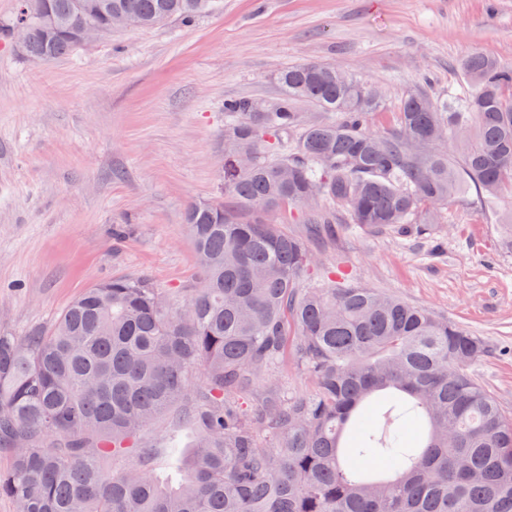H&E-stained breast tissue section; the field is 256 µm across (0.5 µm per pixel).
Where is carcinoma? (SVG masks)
<instances>
[{
    "label": "carcinoma",
    "instance_id": "carcinoma-1",
    "mask_svg": "<svg viewBox=\"0 0 512 512\" xmlns=\"http://www.w3.org/2000/svg\"><path fill=\"white\" fill-rule=\"evenodd\" d=\"M44 2L66 25L31 27L24 55L48 62L78 48L83 18L73 0ZM97 2L101 25L121 11L141 29L217 7ZM459 66L460 90L411 92L385 135L367 127L380 95L318 62L280 72L269 112L224 101V198L183 214L198 258L189 297L114 278L47 327L0 331V497L15 512H512V421L471 373L488 342L373 288L304 287L313 249L266 216L311 198L323 230L343 210L359 227L423 232L471 190L485 208L512 194V65L471 53ZM299 99L336 119L302 123ZM290 353L308 397L260 387ZM175 411L196 437L163 482L140 437Z\"/></svg>",
    "mask_w": 512,
    "mask_h": 512
}]
</instances>
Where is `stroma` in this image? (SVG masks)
Wrapping results in <instances>:
<instances>
[{"label":"stroma","instance_id":"1","mask_svg":"<svg viewBox=\"0 0 512 512\" xmlns=\"http://www.w3.org/2000/svg\"><path fill=\"white\" fill-rule=\"evenodd\" d=\"M471 52L512 65V0H221L192 24L117 30L38 65L0 39V330L47 325L115 277L195 287L182 214L222 193L225 100H273L283 68L332 64L377 87L367 126L384 133L420 81L435 97L460 85ZM511 212L512 199L484 211L468 196L406 237L347 230L345 211L323 239L302 208L275 220L310 240V284L333 269L485 338L493 351L472 372L512 418V254L499 228ZM193 438L167 415L144 431L158 477L172 443Z\"/></svg>","mask_w":512,"mask_h":512}]
</instances>
